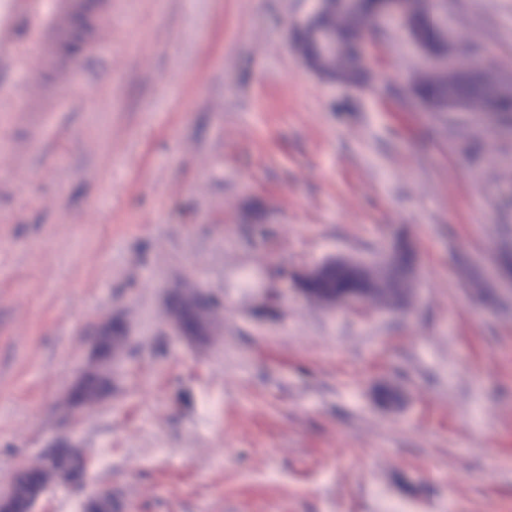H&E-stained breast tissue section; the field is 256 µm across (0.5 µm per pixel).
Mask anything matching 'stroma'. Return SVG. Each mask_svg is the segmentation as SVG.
I'll use <instances>...</instances> for the list:
<instances>
[{
	"mask_svg": "<svg viewBox=\"0 0 512 512\" xmlns=\"http://www.w3.org/2000/svg\"><path fill=\"white\" fill-rule=\"evenodd\" d=\"M310 0H112L75 78L0 70V492L74 445L87 483L36 512H512V134L414 104L397 23L372 78L291 45ZM448 21L512 72V0ZM417 247L408 307L333 311L288 276ZM216 298L207 335L172 292ZM112 393L63 418L99 325ZM95 348L104 358H112L116 351L112 353L113 348H122L126 341L125 330L123 326L116 322L103 324L98 333Z\"/></svg>",
	"mask_w": 512,
	"mask_h": 512,
	"instance_id": "stroma-1",
	"label": "stroma"
}]
</instances>
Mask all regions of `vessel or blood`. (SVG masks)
<instances>
[{
	"mask_svg": "<svg viewBox=\"0 0 512 512\" xmlns=\"http://www.w3.org/2000/svg\"><path fill=\"white\" fill-rule=\"evenodd\" d=\"M21 17L29 21V40L43 69L71 72L77 62L68 49L79 38L82 21L92 18L97 30H105L112 25V8L93 9L91 0H51L45 12L40 0H0V66L24 60L15 38V23Z\"/></svg>",
	"mask_w": 512,
	"mask_h": 512,
	"instance_id": "b4317fda",
	"label": "vessel or blood"
}]
</instances>
